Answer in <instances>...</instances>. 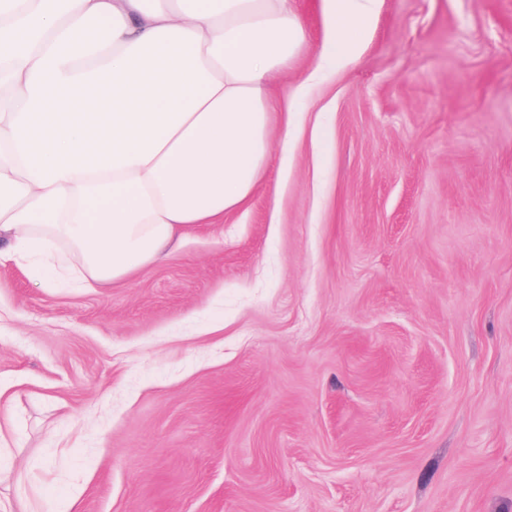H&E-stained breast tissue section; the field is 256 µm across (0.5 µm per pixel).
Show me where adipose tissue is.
<instances>
[{"instance_id":"ef3b65f1","label":"adipose tissue","mask_w":512,"mask_h":512,"mask_svg":"<svg viewBox=\"0 0 512 512\" xmlns=\"http://www.w3.org/2000/svg\"><path fill=\"white\" fill-rule=\"evenodd\" d=\"M380 0H323L320 62L358 56ZM306 42L291 0H0V265L67 250L100 286L220 224L265 175L269 88Z\"/></svg>"}]
</instances>
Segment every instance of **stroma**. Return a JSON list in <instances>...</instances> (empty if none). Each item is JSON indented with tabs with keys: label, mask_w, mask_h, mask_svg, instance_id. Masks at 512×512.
<instances>
[{
	"label": "stroma",
	"mask_w": 512,
	"mask_h": 512,
	"mask_svg": "<svg viewBox=\"0 0 512 512\" xmlns=\"http://www.w3.org/2000/svg\"><path fill=\"white\" fill-rule=\"evenodd\" d=\"M271 141L118 284L0 265V512H512V0H382Z\"/></svg>",
	"instance_id": "35a3bbf8"
}]
</instances>
